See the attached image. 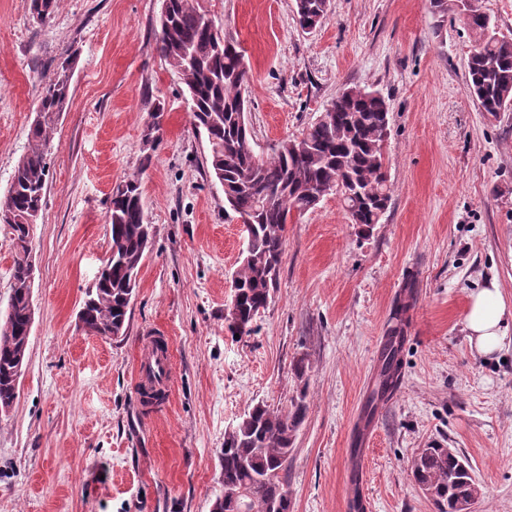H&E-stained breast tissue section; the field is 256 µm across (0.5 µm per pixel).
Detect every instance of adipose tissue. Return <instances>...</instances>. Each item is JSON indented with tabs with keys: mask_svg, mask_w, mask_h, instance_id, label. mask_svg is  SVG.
Here are the masks:
<instances>
[{
	"mask_svg": "<svg viewBox=\"0 0 512 512\" xmlns=\"http://www.w3.org/2000/svg\"><path fill=\"white\" fill-rule=\"evenodd\" d=\"M468 340L478 354L500 350L512 328V306L505 300L497 281L471 293L465 317Z\"/></svg>",
	"mask_w": 512,
	"mask_h": 512,
	"instance_id": "obj_1",
	"label": "adipose tissue"
}]
</instances>
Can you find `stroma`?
<instances>
[{
  "mask_svg": "<svg viewBox=\"0 0 512 512\" xmlns=\"http://www.w3.org/2000/svg\"><path fill=\"white\" fill-rule=\"evenodd\" d=\"M199 4L245 50L256 154L300 137L345 89L383 95L389 207L369 234L333 193L293 216L271 303L253 334L231 336L224 308L247 241L208 173L185 86L156 50L162 0H62L44 23L28 0H0V200L43 82L74 59L30 230L26 366L0 412V512H209L225 431L256 403L302 392L284 476L292 512H351L355 466L369 512H436L409 477L433 442L469 461L475 512H512V343L485 357L465 329L469 296L488 279L512 302V109L483 112L469 93L475 34L431 0H330L309 33L295 0ZM132 174L152 244L126 335H88L78 312L109 253L112 190ZM404 301L401 387L368 419ZM149 330L174 351L153 411L135 373Z\"/></svg>",
  "mask_w": 512,
  "mask_h": 512,
  "instance_id": "1",
  "label": "stroma"
}]
</instances>
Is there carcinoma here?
I'll return each instance as SVG.
<instances>
[{"label":"carcinoma","mask_w":512,"mask_h":512,"mask_svg":"<svg viewBox=\"0 0 512 512\" xmlns=\"http://www.w3.org/2000/svg\"><path fill=\"white\" fill-rule=\"evenodd\" d=\"M60 0H30L29 10L40 22L49 20ZM434 10H450L464 16L477 35L467 61V86L485 112H502L512 106V40L499 36L490 14L479 0H432ZM328 0H295L300 28L319 26L328 12ZM206 14L199 0H168L161 21L157 51L175 71L188 93L192 125L204 132L209 144L208 172L224 187V201L236 214L251 220L249 247L234 282L236 308L247 321L267 308L277 286L292 213L314 208L322 197L334 192L342 199L350 220L373 230L391 200L384 171L383 145L389 130V109L376 91L344 90L302 135L284 140L269 158L251 148L246 123L247 72L243 50L233 38L214 45V35L203 26ZM69 64L57 67L42 86L29 148L19 160L8 195L0 202V214L10 219L15 242L10 298V332L0 333V409L13 405L18 396L17 366L26 360L31 332V286L27 282L29 253L28 218L42 211L49 176L47 157L55 135V118L70 101ZM110 226L108 275L96 279L86 292L84 324L101 336L126 333L130 298L153 237L147 224L139 178L133 176L112 192L107 211ZM407 306L395 307L396 325L388 332L376 390L367 400L386 396L400 376L399 353L403 342ZM306 393L286 408L254 405L224 433L222 469L224 484L216 495L222 512H238L233 493L248 491V512H291V502L280 472L287 469L294 448V434L304 421ZM412 476L422 491L429 492L437 512H459L460 500L478 493L462 457L440 447L422 449L412 466Z\"/></svg>","instance_id":"cac0c4a2"}]
</instances>
